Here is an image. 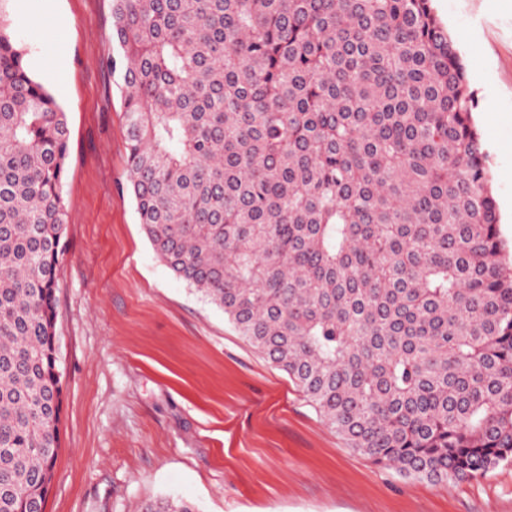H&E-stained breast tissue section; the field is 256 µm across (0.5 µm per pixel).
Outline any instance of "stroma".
Listing matches in <instances>:
<instances>
[{
  "label": "stroma",
  "instance_id": "1",
  "mask_svg": "<svg viewBox=\"0 0 512 512\" xmlns=\"http://www.w3.org/2000/svg\"><path fill=\"white\" fill-rule=\"evenodd\" d=\"M478 106L512 250V0H431ZM35 76L68 115L55 290L61 448L46 512H512V465L457 484L401 478L346 447L287 374L158 258L127 178L111 0H10Z\"/></svg>",
  "mask_w": 512,
  "mask_h": 512
}]
</instances>
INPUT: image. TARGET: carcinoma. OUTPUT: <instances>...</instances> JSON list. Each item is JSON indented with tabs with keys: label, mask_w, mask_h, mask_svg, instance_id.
<instances>
[{
	"label": "carcinoma",
	"mask_w": 512,
	"mask_h": 512,
	"mask_svg": "<svg viewBox=\"0 0 512 512\" xmlns=\"http://www.w3.org/2000/svg\"><path fill=\"white\" fill-rule=\"evenodd\" d=\"M431 0H112L126 189L165 265L354 452L512 464V262ZM0 13V512H40L64 400L67 113ZM145 512H198L162 498Z\"/></svg>",
	"instance_id": "carcinoma-1"
}]
</instances>
